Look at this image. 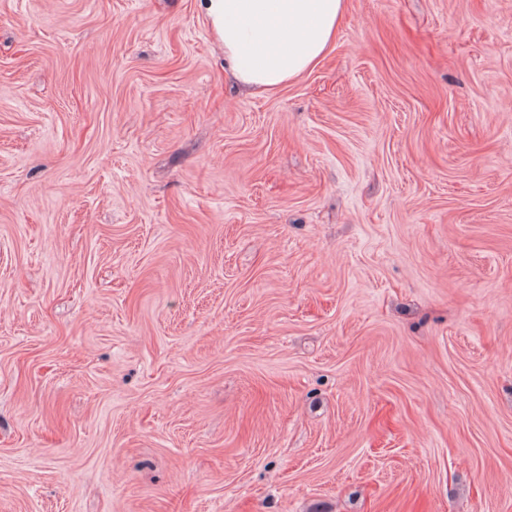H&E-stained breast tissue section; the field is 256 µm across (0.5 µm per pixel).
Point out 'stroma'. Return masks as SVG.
<instances>
[{"label": "stroma", "mask_w": 512, "mask_h": 512, "mask_svg": "<svg viewBox=\"0 0 512 512\" xmlns=\"http://www.w3.org/2000/svg\"><path fill=\"white\" fill-rule=\"evenodd\" d=\"M0 512H512V0H0ZM234 78L275 94L330 51L346 0H199Z\"/></svg>", "instance_id": "obj_1"}]
</instances>
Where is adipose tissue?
Returning <instances> with one entry per match:
<instances>
[{
  "label": "adipose tissue",
  "mask_w": 512,
  "mask_h": 512,
  "mask_svg": "<svg viewBox=\"0 0 512 512\" xmlns=\"http://www.w3.org/2000/svg\"><path fill=\"white\" fill-rule=\"evenodd\" d=\"M347 0H201L242 85L273 94L330 51Z\"/></svg>",
  "instance_id": "ef3b65f1"
}]
</instances>
